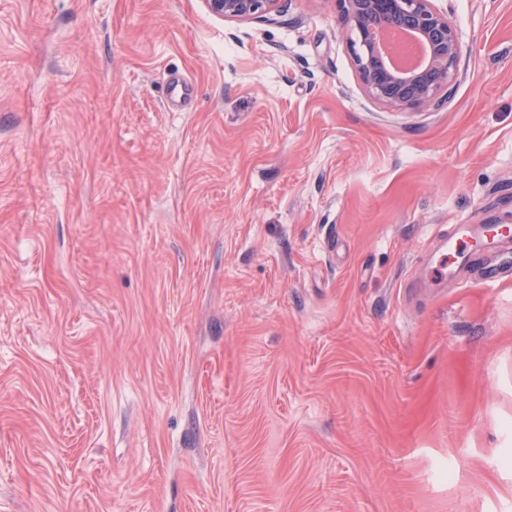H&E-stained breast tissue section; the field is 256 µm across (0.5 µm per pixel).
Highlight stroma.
Segmentation results:
<instances>
[{
	"instance_id": "1",
	"label": "stroma",
	"mask_w": 512,
	"mask_h": 512,
	"mask_svg": "<svg viewBox=\"0 0 512 512\" xmlns=\"http://www.w3.org/2000/svg\"><path fill=\"white\" fill-rule=\"evenodd\" d=\"M440 109L333 0H0V512H512V0ZM183 100L171 102V78ZM208 10L225 20H274L285 15L288 0H204ZM491 229V224H460L455 234L448 237V241L442 251L441 257L447 262L448 268L455 267V274L465 271L471 274L472 249L469 246L470 240L486 239ZM491 247L497 248L500 253L495 260L490 263L486 268L481 267L479 270L474 272L472 275L481 272L480 280L488 283L494 282L498 279L502 271H510L512 269V255L508 249H503L495 245L494 237L488 242Z\"/></svg>"
}]
</instances>
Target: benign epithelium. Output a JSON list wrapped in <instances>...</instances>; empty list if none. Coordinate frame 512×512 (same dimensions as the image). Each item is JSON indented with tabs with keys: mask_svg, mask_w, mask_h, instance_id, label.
Listing matches in <instances>:
<instances>
[{
	"mask_svg": "<svg viewBox=\"0 0 512 512\" xmlns=\"http://www.w3.org/2000/svg\"><path fill=\"white\" fill-rule=\"evenodd\" d=\"M226 20H273L285 15L288 0H204ZM347 32L354 68L366 95L393 111L438 109L461 76V46L455 23L435 0H336ZM413 33L425 47L415 69L387 64L376 41L381 23Z\"/></svg>",
	"mask_w": 512,
	"mask_h": 512,
	"instance_id": "obj_1",
	"label": "benign epithelium"
}]
</instances>
